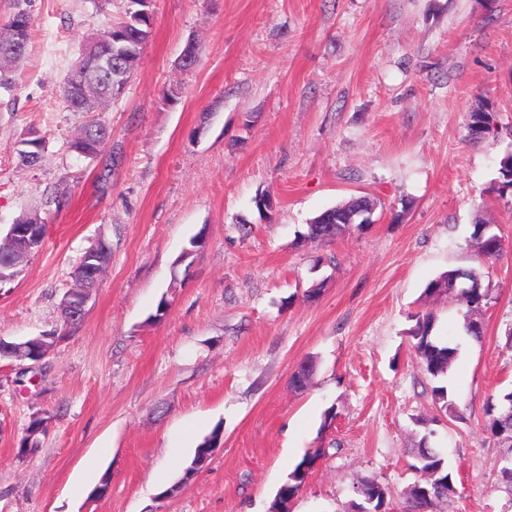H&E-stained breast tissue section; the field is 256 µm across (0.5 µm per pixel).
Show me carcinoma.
Segmentation results:
<instances>
[{
  "mask_svg": "<svg viewBox=\"0 0 512 512\" xmlns=\"http://www.w3.org/2000/svg\"><path fill=\"white\" fill-rule=\"evenodd\" d=\"M143 4L139 0H126L124 17L113 23L110 30L115 39L103 45V51L112 57L113 88L112 99H117L124 89L121 73L134 69L139 63L143 51L149 42L153 21L142 15ZM21 60L16 57L0 63V90L7 93L13 91V82L10 73L15 63ZM92 79L82 73H69L65 88V102L71 112H95L103 103L94 99L90 92ZM111 137V130L100 121H90L83 125L78 134L71 140L70 149L76 153L96 155L101 151L104 143L102 139ZM21 144L25 149L19 152L22 162L27 166H35L40 162L42 144L38 138H24ZM498 191L506 193L512 190V150L506 152L499 162ZM361 204L351 202L338 205L320 214L322 223L309 227L310 236L330 241L346 230V223ZM25 224L37 227L39 234L33 239V252H38L45 243L48 225L38 215H28L23 220ZM473 239L476 241L478 258L485 262L496 258L502 250V240L497 234L490 232L487 224L474 226ZM466 281L474 288L460 294L466 298L467 304L477 309L488 298V289L479 288L481 276L475 270L460 271L449 270L436 279L430 281L425 294L437 295L435 288L440 284H450L453 281ZM435 318L431 313L415 316V325L410 331L413 339V349L420 360L427 375L433 380H442L458 357V347L453 341L441 342L433 335ZM315 365L307 360L299 365L291 377L296 390L303 389L310 381ZM489 421L487 431L502 448L500 458L501 483L506 491L512 495V391L501 395L497 399H490L487 403ZM319 457V453L306 455L289 474L287 487L279 491L281 499L290 501L302 489L308 469L312 468ZM414 463L411 468L420 473V479L410 487L403 512H431V509L448 499L454 492L451 473L447 471L443 457L434 449L427 446V439L421 440L413 449ZM360 492L372 501L373 509L381 508L384 500V487L376 480H365Z\"/></svg>",
  "mask_w": 512,
  "mask_h": 512,
  "instance_id": "obj_1",
  "label": "carcinoma"
}]
</instances>
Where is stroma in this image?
<instances>
[{
  "mask_svg": "<svg viewBox=\"0 0 512 512\" xmlns=\"http://www.w3.org/2000/svg\"><path fill=\"white\" fill-rule=\"evenodd\" d=\"M124 8L0 0V25L20 9L33 19L0 91V232L26 212L48 226L0 286V336L58 329L81 256L112 247L84 321L40 363L0 361V512H271L309 453L290 512H347L367 478L401 512L424 437L453 473L434 512H512L486 431L489 399L512 391V196L494 189L512 149V0H154L141 61L98 114L112 138L87 158L68 148L87 116L62 83ZM191 40L201 61L185 71ZM479 108L496 137H472ZM31 132L34 167L19 157ZM358 197L376 202L372 223L308 238L311 219ZM479 221L503 240L483 264ZM475 267L489 290L477 311L426 296L441 273ZM419 312L459 347L448 416L412 349ZM469 312L481 341L463 331ZM308 358L313 379L294 390ZM35 416L38 448L19 454ZM217 426L223 448L185 478ZM317 459V454L306 455L295 466L294 470L289 474L287 487L281 489L278 493L283 500V503L289 502L300 492L305 483V477L308 469H311L314 466Z\"/></svg>",
  "mask_w": 512,
  "mask_h": 512,
  "instance_id": "obj_1",
  "label": "stroma"
}]
</instances>
